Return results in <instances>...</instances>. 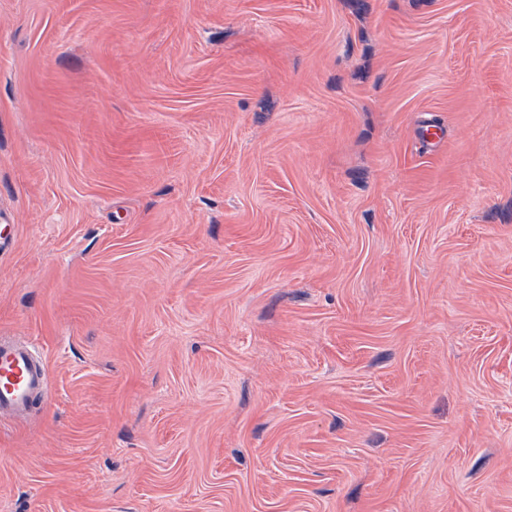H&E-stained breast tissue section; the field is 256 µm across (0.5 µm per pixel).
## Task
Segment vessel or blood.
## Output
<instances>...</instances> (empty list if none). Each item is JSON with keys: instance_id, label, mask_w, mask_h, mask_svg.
Wrapping results in <instances>:
<instances>
[{"instance_id": "vessel-or-blood-1", "label": "vessel or blood", "mask_w": 512, "mask_h": 512, "mask_svg": "<svg viewBox=\"0 0 512 512\" xmlns=\"http://www.w3.org/2000/svg\"><path fill=\"white\" fill-rule=\"evenodd\" d=\"M47 373L35 347L0 336V418L24 412L47 391Z\"/></svg>"}]
</instances>
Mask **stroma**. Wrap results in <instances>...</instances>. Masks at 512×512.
<instances>
[{
    "mask_svg": "<svg viewBox=\"0 0 512 512\" xmlns=\"http://www.w3.org/2000/svg\"><path fill=\"white\" fill-rule=\"evenodd\" d=\"M5 226L0 512H512V0H0ZM47 373L30 343L0 336V418H13L45 398Z\"/></svg>",
    "mask_w": 512,
    "mask_h": 512,
    "instance_id": "obj_1",
    "label": "stroma"
}]
</instances>
